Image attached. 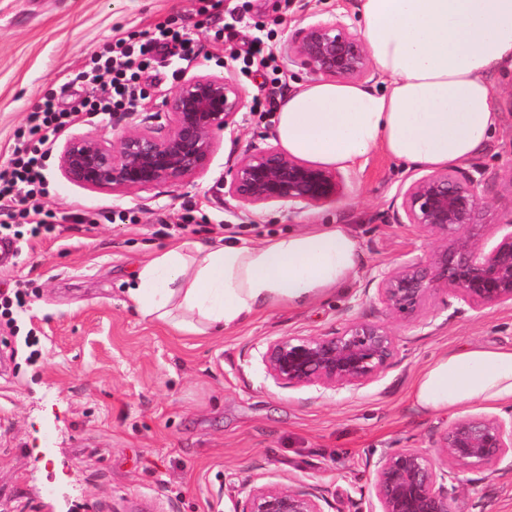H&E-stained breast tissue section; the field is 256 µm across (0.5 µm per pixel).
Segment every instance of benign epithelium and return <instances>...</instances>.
<instances>
[{"mask_svg":"<svg viewBox=\"0 0 512 512\" xmlns=\"http://www.w3.org/2000/svg\"><path fill=\"white\" fill-rule=\"evenodd\" d=\"M291 52L316 76L363 82L373 75L364 38L332 15L303 29ZM239 86L222 75L185 79L164 102L168 130L159 135L133 128L111 141L69 137L60 152L65 178L94 189L148 190L205 172L216 135L240 112ZM224 206L248 211L271 204L320 207L346 192L341 171L294 157L277 145H253L229 169ZM484 171H433L402 186L392 201V219L411 224L431 241L413 256L370 279L376 320L348 318L335 332L281 336L265 343L261 361L282 389L313 387L319 392L357 390L379 380L398 355L389 323L427 326L429 302L441 300L448 319L487 308H512V218L484 221L478 188ZM512 458V407L502 414H468L429 437V448H384L367 462L370 482L364 512H461L468 472H495ZM235 512H325L318 485H243Z\"/></svg>","mask_w":512,"mask_h":512,"instance_id":"7a95c632","label":"benign epithelium"}]
</instances>
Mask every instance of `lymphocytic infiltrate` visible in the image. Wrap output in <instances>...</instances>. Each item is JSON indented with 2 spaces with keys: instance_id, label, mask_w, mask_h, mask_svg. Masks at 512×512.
Listing matches in <instances>:
<instances>
[{
  "instance_id": "f902f5d3",
  "label": "lymphocytic infiltrate",
  "mask_w": 512,
  "mask_h": 512,
  "mask_svg": "<svg viewBox=\"0 0 512 512\" xmlns=\"http://www.w3.org/2000/svg\"><path fill=\"white\" fill-rule=\"evenodd\" d=\"M203 51L200 42L185 33L160 23L144 38L124 45L92 52L89 65L68 74L69 86L80 93L68 104L45 97L27 118L28 132L36 136V147L16 149L7 168L0 169V202H16L44 194L42 174L50 136L65 130L80 114L128 111L134 104L137 80L159 56L171 55L192 62Z\"/></svg>"
}]
</instances>
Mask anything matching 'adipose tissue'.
<instances>
[{
  "label": "adipose tissue",
  "instance_id": "ef3b65f1",
  "mask_svg": "<svg viewBox=\"0 0 512 512\" xmlns=\"http://www.w3.org/2000/svg\"><path fill=\"white\" fill-rule=\"evenodd\" d=\"M355 11L381 88L297 86L279 108L280 147L339 170L375 151L431 171L469 162L501 128L492 77L512 70V0H357ZM358 263L343 224L260 243L183 242L138 270L128 298L144 319L217 336L260 311L324 297ZM412 397L438 413L512 404V347L442 353L417 375Z\"/></svg>",
  "mask_w": 512,
  "mask_h": 512
}]
</instances>
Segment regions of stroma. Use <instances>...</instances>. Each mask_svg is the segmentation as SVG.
<instances>
[{
    "label": "stroma",
    "instance_id": "1",
    "mask_svg": "<svg viewBox=\"0 0 512 512\" xmlns=\"http://www.w3.org/2000/svg\"><path fill=\"white\" fill-rule=\"evenodd\" d=\"M340 12L356 24L354 0H0V167L33 106L47 94L68 97L66 74L92 50L160 23L185 28L205 55L160 60L142 74L134 111L82 115L56 143L75 134L109 139L134 124L165 131V97L196 75L230 78L243 97L209 169L190 183L91 189L61 174L54 151L46 195L12 203L16 223L39 211L52 214L55 230L21 240L0 267V292L28 293L14 323L0 319V512H233L241 485L274 483L320 485L327 512H356L374 451L426 447L451 420L413 401L426 364L467 345L512 347V308L451 320L435 300L426 327L394 324L397 362L376 382L321 393L267 378L259 357L267 340L379 317L364 294L369 279L430 247L416 227L391 218L399 188L423 168L379 152L346 170L342 200L312 211L274 204L246 214L223 203L236 158L274 142L285 92L312 80L289 59V43ZM257 37L272 61L254 73L246 59ZM494 84L503 128L475 160L486 170L479 194L488 219L501 222L512 217V73ZM311 214L348 225L360 247L356 275L323 299L261 313L223 336L177 332L127 304L139 267L171 244L257 243L303 228ZM474 479L464 505L483 499L493 512H512V472Z\"/></svg>",
    "mask_w": 512,
    "mask_h": 512
}]
</instances>
